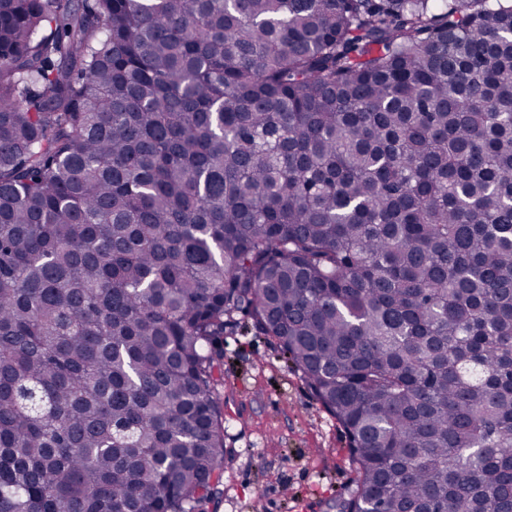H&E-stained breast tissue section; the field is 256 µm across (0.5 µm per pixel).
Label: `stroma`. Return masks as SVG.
<instances>
[{
  "instance_id": "35a3bbf8",
  "label": "stroma",
  "mask_w": 512,
  "mask_h": 512,
  "mask_svg": "<svg viewBox=\"0 0 512 512\" xmlns=\"http://www.w3.org/2000/svg\"><path fill=\"white\" fill-rule=\"evenodd\" d=\"M224 446L204 512H340L357 479L348 441L276 343L224 334Z\"/></svg>"
}]
</instances>
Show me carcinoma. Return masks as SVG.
Returning a JSON list of instances; mask_svg holds the SVG:
<instances>
[{"label": "carcinoma", "mask_w": 512, "mask_h": 512, "mask_svg": "<svg viewBox=\"0 0 512 512\" xmlns=\"http://www.w3.org/2000/svg\"><path fill=\"white\" fill-rule=\"evenodd\" d=\"M240 326L512 512V0H0V512H202Z\"/></svg>", "instance_id": "carcinoma-1"}]
</instances>
